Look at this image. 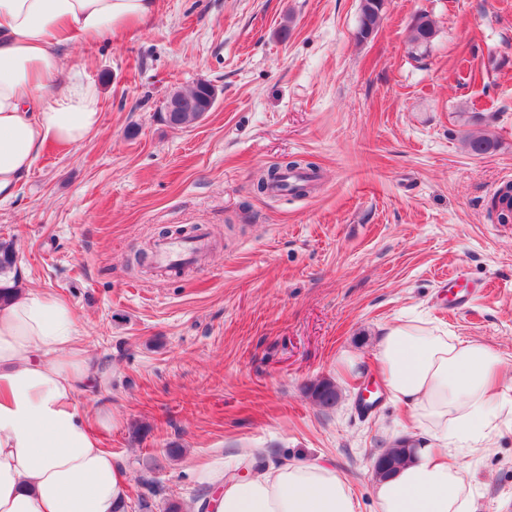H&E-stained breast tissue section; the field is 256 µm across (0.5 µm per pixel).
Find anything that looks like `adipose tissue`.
<instances>
[{
    "mask_svg": "<svg viewBox=\"0 0 512 512\" xmlns=\"http://www.w3.org/2000/svg\"><path fill=\"white\" fill-rule=\"evenodd\" d=\"M158 0H0V193L50 144L75 147L101 126L103 95L59 49L89 45L151 19ZM72 304L51 292L0 304V512H123L127 475L103 448L112 414H87L79 393L99 377ZM391 398L427 430L388 477L378 512H477L463 458L487 448L512 393L494 349L413 319L386 327L376 351ZM210 512H358L330 465L297 459L239 480L215 459L195 470Z\"/></svg>",
    "mask_w": 512,
    "mask_h": 512,
    "instance_id": "obj_1",
    "label": "adipose tissue"
}]
</instances>
